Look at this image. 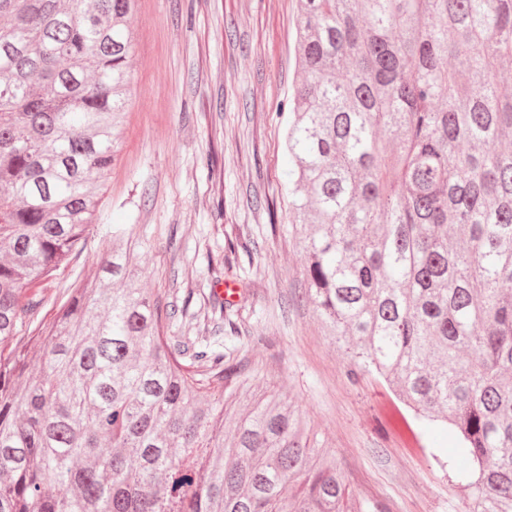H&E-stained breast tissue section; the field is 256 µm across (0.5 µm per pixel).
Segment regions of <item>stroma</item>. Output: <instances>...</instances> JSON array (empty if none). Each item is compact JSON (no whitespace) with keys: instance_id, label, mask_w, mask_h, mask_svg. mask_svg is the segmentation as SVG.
<instances>
[{"instance_id":"1","label":"stroma","mask_w":512,"mask_h":512,"mask_svg":"<svg viewBox=\"0 0 512 512\" xmlns=\"http://www.w3.org/2000/svg\"><path fill=\"white\" fill-rule=\"evenodd\" d=\"M298 21L296 0H139L120 152L99 190L103 221L82 253L34 284L36 323L52 322L70 288L96 276L102 240L121 228L146 246L141 286L179 310L167 335L221 347L225 317L237 321L254 337L237 352L248 385L292 402L352 496L380 512H461L445 467L455 436L425 422L406 430L378 374L351 382L349 356L301 298L285 148ZM229 239L250 256L225 264ZM219 282L235 294L217 312Z\"/></svg>"}]
</instances>
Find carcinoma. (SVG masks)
Instances as JSON below:
<instances>
[{"instance_id":"carcinoma-1","label":"carcinoma","mask_w":512,"mask_h":512,"mask_svg":"<svg viewBox=\"0 0 512 512\" xmlns=\"http://www.w3.org/2000/svg\"><path fill=\"white\" fill-rule=\"evenodd\" d=\"M136 4L0 0V512H378L290 403L164 335L138 240L26 335L25 288L98 220ZM298 5L305 294L359 370L457 429L463 512H512V0Z\"/></svg>"}]
</instances>
